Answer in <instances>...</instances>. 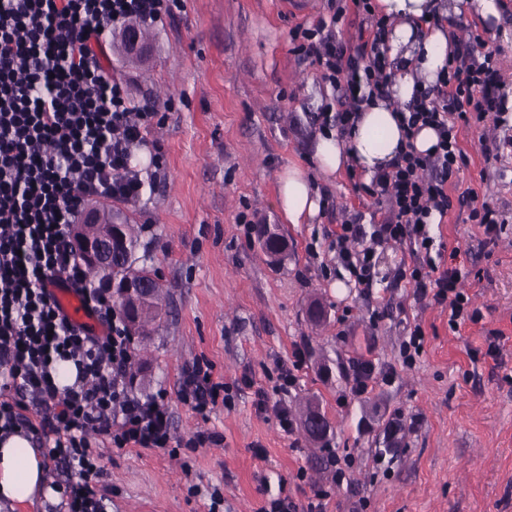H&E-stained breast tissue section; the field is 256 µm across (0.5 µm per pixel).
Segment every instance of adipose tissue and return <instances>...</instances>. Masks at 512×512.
<instances>
[{
    "instance_id": "ef3b65f1",
    "label": "adipose tissue",
    "mask_w": 512,
    "mask_h": 512,
    "mask_svg": "<svg viewBox=\"0 0 512 512\" xmlns=\"http://www.w3.org/2000/svg\"><path fill=\"white\" fill-rule=\"evenodd\" d=\"M379 11L392 22L384 46L391 63L389 96L374 99L347 140L335 132L318 134L314 155L321 168L339 171L354 161L365 176L386 169L392 163L403 136L396 118L395 105H407L415 90L435 84L448 62L452 45L446 30L426 27L435 16L473 10L481 18L497 16L495 0H376ZM385 133L384 146L373 141L376 130ZM320 197L305 174L286 169L279 177L278 205L290 223L315 216ZM46 484L40 456L30 440L14 434L0 441V497L14 504L32 501Z\"/></svg>"
}]
</instances>
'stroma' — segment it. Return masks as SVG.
I'll return each mask as SVG.
<instances>
[{"instance_id": "obj_1", "label": "stroma", "mask_w": 512, "mask_h": 512, "mask_svg": "<svg viewBox=\"0 0 512 512\" xmlns=\"http://www.w3.org/2000/svg\"><path fill=\"white\" fill-rule=\"evenodd\" d=\"M323 5L184 0L152 26L151 50L138 62L120 52L115 30L105 34L112 73L163 117L151 134L163 167L123 211L163 285L166 312L151 336L132 340V391L165 393L172 436L166 448H118L99 437L109 512H260L281 495L307 512L320 488L324 512H512V0H498L493 21L467 12L441 20L457 41L469 26L487 39L507 106L506 124L461 129L453 205L430 228L446 248L437 266L461 269L459 286L479 312L455 330L446 306L398 278L418 261L410 245L379 252L369 288L356 287L329 250L338 224L355 215L373 224L377 205L347 170L317 172L315 117L333 91L299 59L291 31L315 23ZM290 167L320 196L317 215L298 224L277 206ZM465 192L505 211L497 237L469 221L458 201ZM243 214L252 227L240 224ZM259 224L287 237L284 262L261 250ZM416 326L422 350L408 363L400 347ZM297 351V382L279 389L278 366ZM361 358L375 372L357 396ZM199 361L230 394L203 415L180 397L183 371ZM310 401L333 425L320 442L302 423ZM280 404L293 433L279 426ZM199 431L212 442L188 446ZM335 454L353 458L341 481Z\"/></svg>"}]
</instances>
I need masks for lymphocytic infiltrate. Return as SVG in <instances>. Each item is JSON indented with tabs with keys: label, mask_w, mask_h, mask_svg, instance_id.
Listing matches in <instances>:
<instances>
[{
	"label": "lymphocytic infiltrate",
	"mask_w": 512,
	"mask_h": 512,
	"mask_svg": "<svg viewBox=\"0 0 512 512\" xmlns=\"http://www.w3.org/2000/svg\"><path fill=\"white\" fill-rule=\"evenodd\" d=\"M180 7L181 0H0V439L40 433L46 457L75 475L64 492L66 512H107L90 434L111 435L119 448H164L170 440V418L158 399L129 394L131 339L109 286L86 275L68 236L87 202L139 199L134 152L147 145L158 114L106 70L103 33L130 19L157 23ZM327 8V16L297 25L291 36L300 58L317 65L333 90L317 115L321 127L347 137L362 106L388 95L389 24L373 0H327ZM350 12L368 34L353 47L336 38L337 23ZM483 43L477 34L474 54L453 51L446 73L400 112L406 143L368 186L380 221L338 225L329 248L356 283H370L378 248L410 240L431 252L430 226L447 215L448 184L464 161L460 127L501 122L505 101L491 53L478 51ZM424 127L437 143L420 153L412 138ZM461 276L451 267L429 285L420 268L409 273L420 295L447 305L454 328L468 318ZM56 283L80 297L100 331L64 314L50 291ZM61 361L75 368L63 387L55 379ZM219 389L210 371L182 374V398L197 411L215 403ZM31 400L40 407L36 423L24 414Z\"/></svg>",
	"instance_id": "1"
}]
</instances>
